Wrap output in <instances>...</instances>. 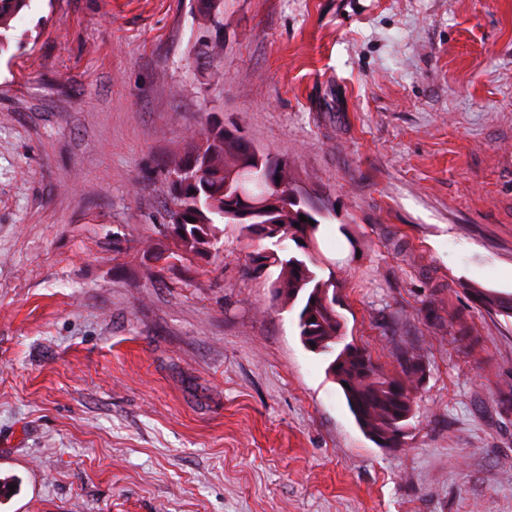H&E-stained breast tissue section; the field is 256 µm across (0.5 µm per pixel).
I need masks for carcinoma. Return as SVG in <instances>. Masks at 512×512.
<instances>
[{
    "label": "carcinoma",
    "instance_id": "1",
    "mask_svg": "<svg viewBox=\"0 0 512 512\" xmlns=\"http://www.w3.org/2000/svg\"><path fill=\"white\" fill-rule=\"evenodd\" d=\"M28 0H0V53L8 48L13 19L27 7ZM198 12L215 30L223 25V0H197ZM237 142L226 139L224 124L206 122L193 129L184 154L166 162V175L177 174L169 181L171 207L166 209L163 225L180 224L187 233L169 236L171 244L161 241L147 244L148 251L158 255L169 253L179 262L203 259L211 253L218 238L224 235L222 224H237L254 248V271L277 269L271 281L273 300L283 307L297 309V327L303 345L313 352L332 357L328 372L342 388L347 404L361 429L369 436L389 433L392 447L401 446L400 439L408 421L414 416L415 396L422 377L408 369V364L422 356L413 347L395 344L397 368L384 371L372 356L352 342H345L341 317L329 315L324 307L328 280L335 268L325 269L312 262L317 251L321 222L304 198L286 194L292 177L288 161L275 156L259 155L251 161L249 185L256 194L274 198L273 214L241 218L229 210L232 192L224 189L226 174L236 169L240 158ZM273 171L280 182L269 184L267 171ZM307 221H300V215ZM267 221L277 222L273 233L256 235V227ZM295 250H290L288 242ZM328 271V277L321 272ZM477 301L489 313L512 317V298L505 300L495 293H482Z\"/></svg>",
    "mask_w": 512,
    "mask_h": 512
}]
</instances>
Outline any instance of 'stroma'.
Instances as JSON below:
<instances>
[{"label":"stroma","mask_w":512,"mask_h":512,"mask_svg":"<svg viewBox=\"0 0 512 512\" xmlns=\"http://www.w3.org/2000/svg\"><path fill=\"white\" fill-rule=\"evenodd\" d=\"M30 0L0 54V512H512V0ZM320 212L347 341L426 377L378 447L238 226L157 273L208 116ZM435 302V328L423 309ZM198 12L202 14L215 28V38L208 41H202L198 56L204 59L217 57L221 50V41L218 37V31L223 25V8L222 0H197Z\"/></svg>","instance_id":"obj_1"}]
</instances>
